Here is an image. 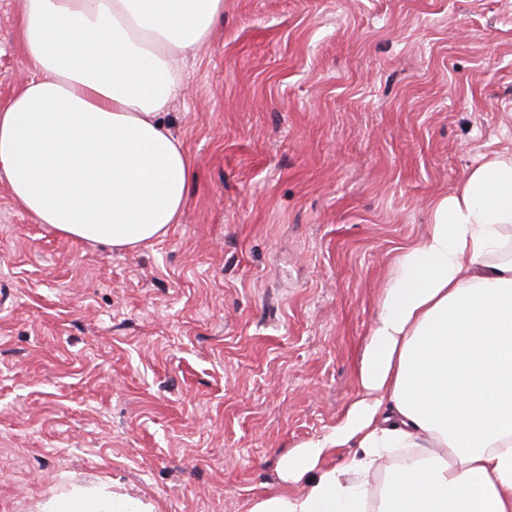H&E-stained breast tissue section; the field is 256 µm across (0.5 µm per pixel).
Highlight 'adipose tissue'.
Masks as SVG:
<instances>
[{"instance_id": "adipose-tissue-1", "label": "adipose tissue", "mask_w": 512, "mask_h": 512, "mask_svg": "<svg viewBox=\"0 0 512 512\" xmlns=\"http://www.w3.org/2000/svg\"><path fill=\"white\" fill-rule=\"evenodd\" d=\"M223 14L224 0H24L22 51L37 75L0 109V180L21 209L115 248L180 223L193 162L160 117L183 88L181 58ZM510 228L512 154L497 153L398 253L345 417L284 458L286 490L249 512H367L368 477L397 448L414 456L390 471L377 512H512ZM39 512L151 508L91 486Z\"/></svg>"}]
</instances>
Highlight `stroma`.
Here are the masks:
<instances>
[{"label": "stroma", "instance_id": "35a3bbf8", "mask_svg": "<svg viewBox=\"0 0 512 512\" xmlns=\"http://www.w3.org/2000/svg\"><path fill=\"white\" fill-rule=\"evenodd\" d=\"M0 0V106L32 78ZM164 116L195 169L136 249L0 182V512L61 483L248 512L355 397L400 246L512 153V0H224Z\"/></svg>", "mask_w": 512, "mask_h": 512}]
</instances>
